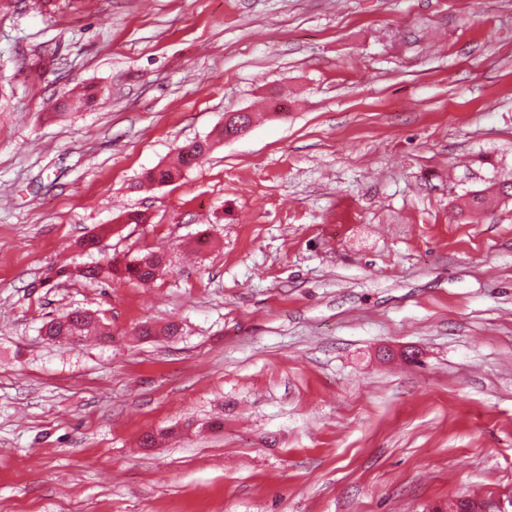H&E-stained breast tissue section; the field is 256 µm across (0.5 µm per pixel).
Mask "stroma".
Wrapping results in <instances>:
<instances>
[{
  "instance_id": "obj_1",
  "label": "stroma",
  "mask_w": 512,
  "mask_h": 512,
  "mask_svg": "<svg viewBox=\"0 0 512 512\" xmlns=\"http://www.w3.org/2000/svg\"><path fill=\"white\" fill-rule=\"evenodd\" d=\"M505 182L512 0H0V512H512ZM214 140L204 139L194 141L182 146L176 156L164 167L156 169L149 173L151 181L158 183H170L182 174V167L190 160L198 159L204 156L212 148ZM167 268L165 258L157 253H147L124 265L123 269L110 263L107 275L121 274L129 280L148 284ZM98 326L95 318L81 310H71L57 319L50 320L46 325L45 335L53 340L58 337L80 339L87 336Z\"/></svg>"
}]
</instances>
